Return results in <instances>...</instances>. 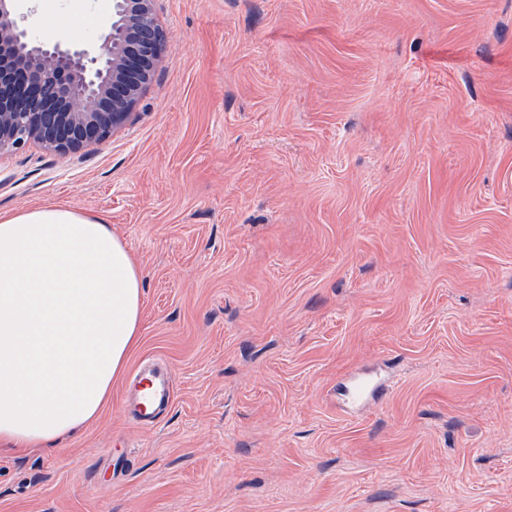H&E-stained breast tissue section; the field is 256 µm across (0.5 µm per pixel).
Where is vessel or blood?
Listing matches in <instances>:
<instances>
[{
	"label": "vessel or blood",
	"mask_w": 512,
	"mask_h": 512,
	"mask_svg": "<svg viewBox=\"0 0 512 512\" xmlns=\"http://www.w3.org/2000/svg\"><path fill=\"white\" fill-rule=\"evenodd\" d=\"M387 390V382L378 377L353 376L346 386V392L354 403L361 402L368 395L385 394ZM173 396L172 376L157 366L145 365L136 371L128 384L126 408L139 424L152 426L169 409Z\"/></svg>",
	"instance_id": "b4317fda"
}]
</instances>
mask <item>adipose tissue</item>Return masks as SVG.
<instances>
[{
	"label": "adipose tissue",
	"mask_w": 512,
	"mask_h": 512,
	"mask_svg": "<svg viewBox=\"0 0 512 512\" xmlns=\"http://www.w3.org/2000/svg\"><path fill=\"white\" fill-rule=\"evenodd\" d=\"M143 279L100 217L0 214V452L59 444L94 421L139 342Z\"/></svg>",
	"instance_id": "adipose-tissue-1"
}]
</instances>
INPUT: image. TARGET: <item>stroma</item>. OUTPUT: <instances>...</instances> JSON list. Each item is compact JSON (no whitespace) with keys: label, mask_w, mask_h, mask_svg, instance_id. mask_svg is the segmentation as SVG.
Wrapping results in <instances>:
<instances>
[{"label":"stroma","mask_w":512,"mask_h":512,"mask_svg":"<svg viewBox=\"0 0 512 512\" xmlns=\"http://www.w3.org/2000/svg\"><path fill=\"white\" fill-rule=\"evenodd\" d=\"M94 44L112 0H33ZM126 124L0 155V213L102 218L138 262L126 382L0 512H512V0H156ZM388 375L363 414L353 371ZM174 380L155 365H143L132 376L126 398V408L141 425L153 426L172 405Z\"/></svg>","instance_id":"stroma-1"}]
</instances>
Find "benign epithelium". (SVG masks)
Instances as JSON below:
<instances>
[{"instance_id":"obj_1","label":"benign epithelium","mask_w":512,"mask_h":512,"mask_svg":"<svg viewBox=\"0 0 512 512\" xmlns=\"http://www.w3.org/2000/svg\"><path fill=\"white\" fill-rule=\"evenodd\" d=\"M20 0H0V153L30 144L65 159L122 127L163 58L155 0H112L90 47L30 38Z\"/></svg>"}]
</instances>
